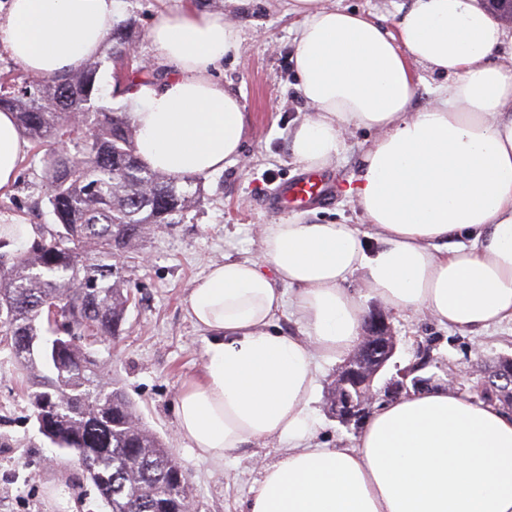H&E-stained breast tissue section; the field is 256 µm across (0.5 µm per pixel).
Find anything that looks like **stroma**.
<instances>
[{"label":"stroma","instance_id":"35a3bbf8","mask_svg":"<svg viewBox=\"0 0 512 512\" xmlns=\"http://www.w3.org/2000/svg\"><path fill=\"white\" fill-rule=\"evenodd\" d=\"M289 0H123L121 20H133L138 61L150 71L170 74L161 66L150 39L157 16L182 5L199 13H220L241 31L238 53L222 59L217 79L234 92L247 112L249 136L239 158L223 171L203 176L202 206L178 224H165L149 235L137 253L118 257L121 280L133 302L117 339L96 343V357L107 377L137 404L147 426L171 448L188 475L195 512H246L249 490L260 464L275 460L270 444L242 449L220 460L199 457L181 442L175 405L183 382L201 371L202 334L185 312L192 282L224 257L259 258L258 230L265 224L304 220L315 224H353L369 231L355 199L344 195L358 174L361 158L373 138L366 130L345 133L335 162L325 170L338 189L332 203L306 211L272 212L262 198L301 167L288 151L293 127L314 109L297 88L292 60L294 30L300 19L289 13ZM331 5L366 16L396 32L400 10L408 0H330ZM43 149L29 147L14 183L0 190V214L10 213L42 233L52 228L42 179ZM397 350L382 378L411 367L419 349H430L433 361L423 376L443 385L449 375L468 393L483 376L485 365L512 357V324L481 336L442 326L427 314L389 313ZM340 362L323 363L312 405L319 444L340 447L355 434L329 416L325 396ZM0 512H104L93 484L76 461L61 455L39 433L32 408L17 385L16 365L0 349Z\"/></svg>","mask_w":512,"mask_h":512}]
</instances>
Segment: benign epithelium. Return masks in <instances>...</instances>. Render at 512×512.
<instances>
[{
  "label": "benign epithelium",
  "mask_w": 512,
  "mask_h": 512,
  "mask_svg": "<svg viewBox=\"0 0 512 512\" xmlns=\"http://www.w3.org/2000/svg\"><path fill=\"white\" fill-rule=\"evenodd\" d=\"M366 321L357 349L336 376L332 403L327 405L330 416L345 426L356 423L364 411L377 400L378 393L371 384L397 349L392 326L385 315L374 310L366 316ZM410 383L417 389L427 386V382L419 378L408 380V372L403 370L386 380L383 392L391 398L401 397L409 391Z\"/></svg>",
  "instance_id": "benign-epithelium-1"
}]
</instances>
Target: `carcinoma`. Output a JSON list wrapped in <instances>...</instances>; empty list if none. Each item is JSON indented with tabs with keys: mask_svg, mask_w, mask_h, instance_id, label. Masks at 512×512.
Returning a JSON list of instances; mask_svg holds the SVG:
<instances>
[{
	"mask_svg": "<svg viewBox=\"0 0 512 512\" xmlns=\"http://www.w3.org/2000/svg\"><path fill=\"white\" fill-rule=\"evenodd\" d=\"M133 43L118 23L94 57L62 77L0 76V110L41 148L55 216L48 235L12 251L0 237V346L10 350L39 432L83 470L108 512H184L189 479L135 403L105 379L94 343L122 332L131 295L112 259L136 250L162 224H178L204 201L201 178H171L139 161L130 118L100 104L97 78L113 65L114 91L132 90L144 68L126 57ZM66 283L81 285L71 296ZM480 400L512 405V374L496 363L473 389Z\"/></svg>",
	"mask_w": 512,
	"mask_h": 512,
	"instance_id": "carcinoma-1",
	"label": "carcinoma"
}]
</instances>
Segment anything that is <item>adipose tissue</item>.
Masks as SVG:
<instances>
[{
  "instance_id": "1",
  "label": "adipose tissue",
  "mask_w": 512,
  "mask_h": 512,
  "mask_svg": "<svg viewBox=\"0 0 512 512\" xmlns=\"http://www.w3.org/2000/svg\"><path fill=\"white\" fill-rule=\"evenodd\" d=\"M298 88L313 119L290 132L308 171L328 166L344 132L375 137L352 189L372 235L350 224H266L261 259L225 258L194 280L186 313L206 362L184 381L178 434L219 459L260 440L248 512H512V415L442 385L376 405L347 445L312 444L320 361L361 339L364 310L346 284L360 275L389 309L427 312L478 335L512 323V31L477 0H411L399 35L325 0H289ZM121 0H10L0 49L46 76L100 55ZM172 73L127 99L137 155L174 178L239 157L249 117L213 70L241 33L223 15L159 16L150 33ZM442 77L414 108L411 63ZM28 148L0 111V188ZM292 310L301 335L277 324Z\"/></svg>"
}]
</instances>
